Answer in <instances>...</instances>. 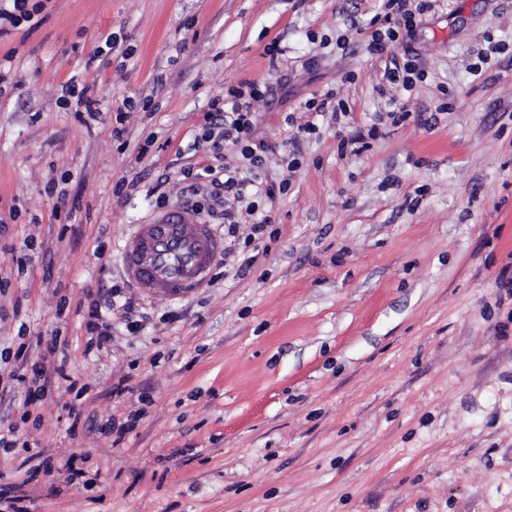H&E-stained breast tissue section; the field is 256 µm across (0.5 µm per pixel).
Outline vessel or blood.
Returning a JSON list of instances; mask_svg holds the SVG:
<instances>
[{
    "label": "vessel or blood",
    "instance_id": "obj_1",
    "mask_svg": "<svg viewBox=\"0 0 512 512\" xmlns=\"http://www.w3.org/2000/svg\"><path fill=\"white\" fill-rule=\"evenodd\" d=\"M223 249L212 225L171 207L136 225L123 248V271L149 295L182 299L208 287Z\"/></svg>",
    "mask_w": 512,
    "mask_h": 512
}]
</instances>
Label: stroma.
I'll use <instances>...</instances> for the list:
<instances>
[{"instance_id": "stroma-1", "label": "stroma", "mask_w": 512, "mask_h": 512, "mask_svg": "<svg viewBox=\"0 0 512 512\" xmlns=\"http://www.w3.org/2000/svg\"><path fill=\"white\" fill-rule=\"evenodd\" d=\"M406 4L379 53L387 0H41L0 27V512H512V0ZM250 83L251 134L202 141ZM206 166L239 189L189 193ZM191 194L235 234L209 288L148 297L124 239Z\"/></svg>"}]
</instances>
